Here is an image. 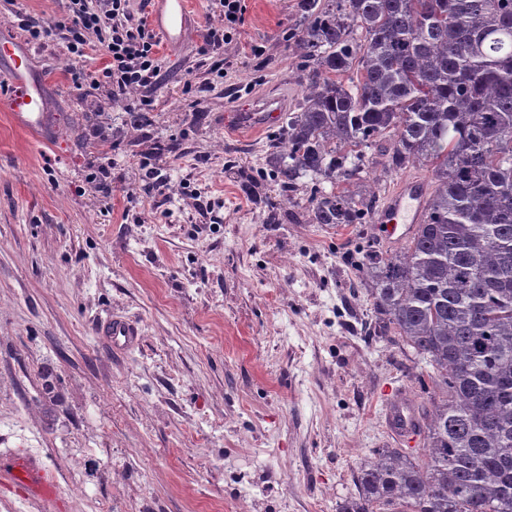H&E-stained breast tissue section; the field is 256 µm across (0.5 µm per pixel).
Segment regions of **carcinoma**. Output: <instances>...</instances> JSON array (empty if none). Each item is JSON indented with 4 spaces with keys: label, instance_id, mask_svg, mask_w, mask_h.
<instances>
[{
    "label": "carcinoma",
    "instance_id": "1",
    "mask_svg": "<svg viewBox=\"0 0 512 512\" xmlns=\"http://www.w3.org/2000/svg\"><path fill=\"white\" fill-rule=\"evenodd\" d=\"M306 91L276 147L284 188L431 169L425 221L371 257L380 332L431 367L441 394L423 452L379 448L337 512H512V0H299ZM360 29L354 37V29ZM313 224H361L344 190L314 189Z\"/></svg>",
    "mask_w": 512,
    "mask_h": 512
}]
</instances>
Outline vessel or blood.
Instances as JSON below:
<instances>
[{"instance_id":"vessel-or-blood-1","label":"vessel or blood","mask_w":512,"mask_h":512,"mask_svg":"<svg viewBox=\"0 0 512 512\" xmlns=\"http://www.w3.org/2000/svg\"><path fill=\"white\" fill-rule=\"evenodd\" d=\"M151 25L168 44L184 49L198 38V17L188 0H154ZM10 40L13 57L6 69L11 90L6 110L11 122L35 138L44 136V96L46 82L27 63L31 46L11 28L0 29V40ZM427 187L421 180L405 179L389 194L375 213L374 222L383 227L389 241L411 237L423 220ZM0 478L27 487L40 497L52 496L57 480L36 459L23 456L0 468Z\"/></svg>"}]
</instances>
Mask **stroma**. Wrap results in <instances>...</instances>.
<instances>
[{"label":"stroma","instance_id":"35a3bbf8","mask_svg":"<svg viewBox=\"0 0 512 512\" xmlns=\"http://www.w3.org/2000/svg\"><path fill=\"white\" fill-rule=\"evenodd\" d=\"M68 6L0 0V26ZM304 26L298 0H246L220 54L159 46L156 85L119 101L72 82L104 64L96 33L78 62L61 37L34 42L50 140L0 105V463L35 457L58 485L42 499L0 479V512H336L373 451L399 445L383 402L431 410L424 363L374 332L365 255L398 245L370 221L309 223L311 178H276ZM279 98L265 132L236 130ZM371 157L349 185L369 213L431 177ZM115 319L134 342L108 346Z\"/></svg>","mask_w":512,"mask_h":512}]
</instances>
